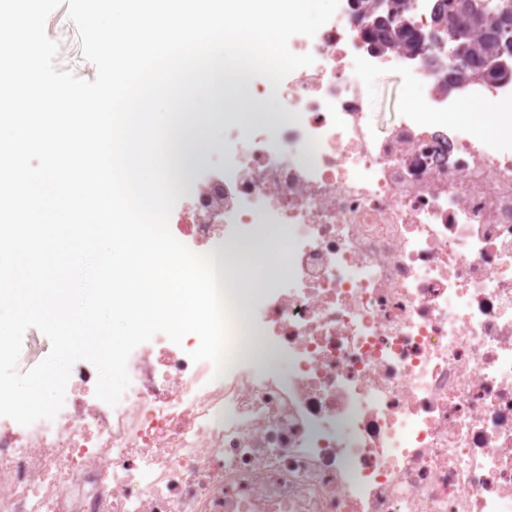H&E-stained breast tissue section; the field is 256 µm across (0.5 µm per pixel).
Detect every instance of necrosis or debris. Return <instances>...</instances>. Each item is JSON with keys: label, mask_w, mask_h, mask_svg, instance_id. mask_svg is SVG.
Listing matches in <instances>:
<instances>
[{"label": "necrosis or debris", "mask_w": 512, "mask_h": 512, "mask_svg": "<svg viewBox=\"0 0 512 512\" xmlns=\"http://www.w3.org/2000/svg\"><path fill=\"white\" fill-rule=\"evenodd\" d=\"M291 52L278 118L209 113L218 163L176 223L223 251L232 361L133 351L116 405L74 364L54 418L0 420V512H512V82L448 86L350 0ZM414 104L386 129L366 79ZM477 105L493 132L450 121ZM275 252L280 282L240 266Z\"/></svg>", "instance_id": "4bbe7bcc"}]
</instances>
